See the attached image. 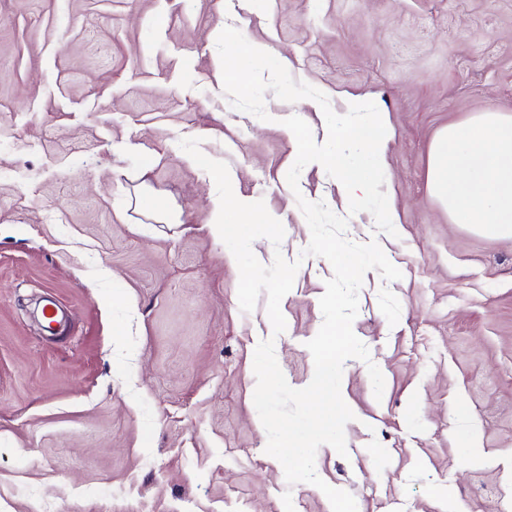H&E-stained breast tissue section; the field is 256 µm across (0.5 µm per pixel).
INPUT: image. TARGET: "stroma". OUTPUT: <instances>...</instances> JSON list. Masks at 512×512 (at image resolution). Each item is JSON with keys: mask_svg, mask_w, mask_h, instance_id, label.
I'll return each instance as SVG.
<instances>
[{"mask_svg": "<svg viewBox=\"0 0 512 512\" xmlns=\"http://www.w3.org/2000/svg\"><path fill=\"white\" fill-rule=\"evenodd\" d=\"M228 26L336 113L376 104L396 236L349 213L319 163L291 190L283 121L318 141L323 113L270 91L267 120L234 109ZM489 109L512 114V0H0V512H331L288 485L253 403L260 341L293 388L314 374L333 268L302 255L300 195L402 273L364 277L353 330L371 360L344 364L347 453L320 446L318 476L357 512H512V237L451 223L427 184L435 135ZM187 137L284 226L252 247L301 263L281 334L265 299L240 309ZM144 185L178 223L136 205Z\"/></svg>", "mask_w": 512, "mask_h": 512, "instance_id": "35a3bbf8", "label": "stroma"}]
</instances>
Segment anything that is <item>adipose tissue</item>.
Instances as JSON below:
<instances>
[{"label": "adipose tissue", "instance_id": "adipose-tissue-1", "mask_svg": "<svg viewBox=\"0 0 512 512\" xmlns=\"http://www.w3.org/2000/svg\"><path fill=\"white\" fill-rule=\"evenodd\" d=\"M427 180L452 223L512 236V116L488 110L441 130Z\"/></svg>", "mask_w": 512, "mask_h": 512}]
</instances>
